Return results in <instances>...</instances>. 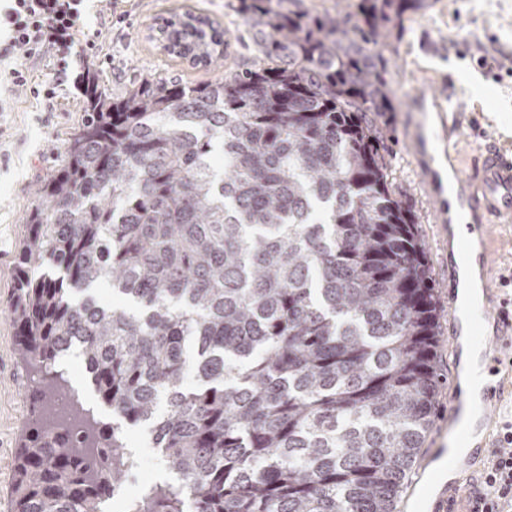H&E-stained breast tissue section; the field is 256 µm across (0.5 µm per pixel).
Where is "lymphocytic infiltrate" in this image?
I'll use <instances>...</instances> for the list:
<instances>
[{
	"label": "lymphocytic infiltrate",
	"instance_id": "1",
	"mask_svg": "<svg viewBox=\"0 0 512 512\" xmlns=\"http://www.w3.org/2000/svg\"><path fill=\"white\" fill-rule=\"evenodd\" d=\"M87 0H5L0 5V83L15 91L32 81L28 64L52 52L61 75L84 62L96 46L86 26ZM485 480L496 489L497 507L512 508V420L500 428L499 446L488 461Z\"/></svg>",
	"mask_w": 512,
	"mask_h": 512
}]
</instances>
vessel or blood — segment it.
<instances>
[{
	"label": "vessel or blood",
	"instance_id": "1",
	"mask_svg": "<svg viewBox=\"0 0 512 512\" xmlns=\"http://www.w3.org/2000/svg\"><path fill=\"white\" fill-rule=\"evenodd\" d=\"M410 111L422 120L410 141L422 171L423 186L434 203L436 223L449 224L454 212H461L473 224L475 237L460 241L459 249L474 258L477 281L483 302L478 313L461 318L456 292L448 294V334L455 341L453 356L456 369H463V358L471 351L479 354L482 388L472 405H465L460 386H453L448 402V422L456 424L462 408L473 414L471 426L460 431L464 458L448 472L432 503L431 512H455L457 498L470 499L467 512H491L494 499L475 475L476 465L490 446L487 434L492 412L501 409L504 394L512 389V309L499 303L491 276L490 224L512 222V152L497 145H487L471 163L468 177H460L453 165L454 142L447 135L461 121V112L449 102L440 85L422 84L409 101Z\"/></svg>",
	"mask_w": 512,
	"mask_h": 512
}]
</instances>
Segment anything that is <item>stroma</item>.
<instances>
[{"mask_svg": "<svg viewBox=\"0 0 512 512\" xmlns=\"http://www.w3.org/2000/svg\"><path fill=\"white\" fill-rule=\"evenodd\" d=\"M91 29L100 31L90 65L112 95H124L144 78L196 85L253 65L256 46L239 12V0H90ZM206 19L223 31L228 46L221 67L195 64L163 47L166 22L186 15ZM451 75L452 89L467 119L454 135L459 160H467L487 141L512 150V0H433L425 12L411 15L390 57L396 109L386 113L394 185L419 217L418 232L436 299L434 367L444 384L436 393L433 424L422 448L428 456L448 426V381L454 372L448 334V237L431 221L432 205L409 142L418 116L409 112L418 86ZM82 91L68 87L54 101L17 92L0 93V512H11L18 453L39 430L35 394L39 377L20 360L9 306L16 271L28 234L27 217L35 191L58 167L61 152L81 125ZM495 239L497 287L512 298V223L491 227ZM68 385L81 394L85 408L108 424L112 412L87 388L86 363L72 354L63 369Z\"/></svg>", "mask_w": 512, "mask_h": 512, "instance_id": "1", "label": "stroma"}]
</instances>
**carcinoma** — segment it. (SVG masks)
<instances>
[{"instance_id": "cac0c4a2", "label": "carcinoma", "mask_w": 512, "mask_h": 512, "mask_svg": "<svg viewBox=\"0 0 512 512\" xmlns=\"http://www.w3.org/2000/svg\"><path fill=\"white\" fill-rule=\"evenodd\" d=\"M344 2L240 0L259 61L213 82L89 79L10 313L43 408L78 347L112 427L54 410L12 512H102L139 425L177 479L129 512H394L433 421L436 318L377 117L396 111L384 52L431 0ZM169 27L168 52L223 56L206 20Z\"/></svg>"}]
</instances>
